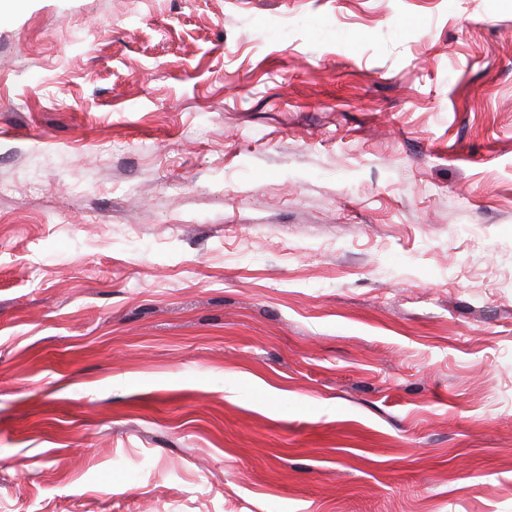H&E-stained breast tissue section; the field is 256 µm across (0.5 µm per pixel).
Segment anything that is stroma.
I'll use <instances>...</instances> for the list:
<instances>
[{
	"instance_id": "35a3bbf8",
	"label": "stroma",
	"mask_w": 512,
	"mask_h": 512,
	"mask_svg": "<svg viewBox=\"0 0 512 512\" xmlns=\"http://www.w3.org/2000/svg\"><path fill=\"white\" fill-rule=\"evenodd\" d=\"M0 512H512V0L1 16Z\"/></svg>"
}]
</instances>
